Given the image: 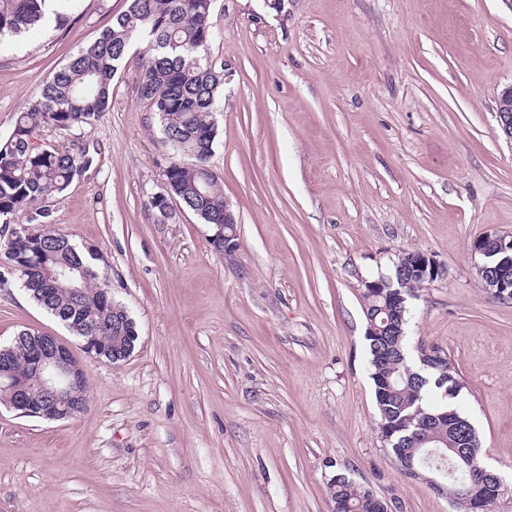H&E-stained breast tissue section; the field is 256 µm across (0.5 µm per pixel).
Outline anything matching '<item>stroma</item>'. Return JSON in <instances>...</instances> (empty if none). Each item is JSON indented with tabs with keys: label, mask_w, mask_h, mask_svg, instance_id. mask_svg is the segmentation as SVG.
I'll return each instance as SVG.
<instances>
[{
	"label": "stroma",
	"mask_w": 512,
	"mask_h": 512,
	"mask_svg": "<svg viewBox=\"0 0 512 512\" xmlns=\"http://www.w3.org/2000/svg\"><path fill=\"white\" fill-rule=\"evenodd\" d=\"M213 0L214 63L229 76L209 166L237 221L213 230L171 202L172 156L138 95L135 46L108 112L41 144L94 166L50 216H9L92 249L139 334L112 364L34 303L0 260V345L30 329L67 344L85 410L45 421L0 405V512H332L343 472L393 512H453L403 475L379 436L362 284L404 251L445 269L411 300L410 345H438L465 384L457 405L512 512V301L483 288L471 244L512 234V84L505 0ZM126 8L82 0L67 28L0 53V142L50 73ZM496 114L500 131L512 141V84L504 88L498 96Z\"/></svg>",
	"instance_id": "obj_1"
}]
</instances>
